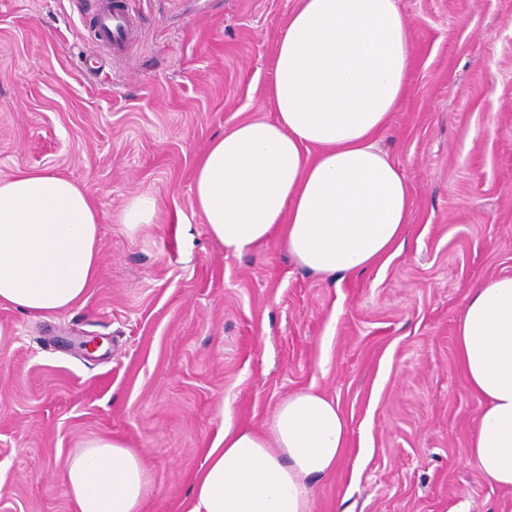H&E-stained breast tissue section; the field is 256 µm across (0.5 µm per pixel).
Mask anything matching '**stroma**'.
Listing matches in <instances>:
<instances>
[{
  "mask_svg": "<svg viewBox=\"0 0 512 512\" xmlns=\"http://www.w3.org/2000/svg\"><path fill=\"white\" fill-rule=\"evenodd\" d=\"M123 4L134 40L115 56L100 0H0V178L50 168L89 188L102 249L83 306L0 307V512H74L64 462L93 438L143 455L140 512H188L225 413L263 430L310 387L348 427L312 512H512L470 456L481 400L456 350L472 288L512 274V0H398L413 61L381 145L413 209L402 249L345 278L276 239L225 252L191 207L212 139L270 117L299 0ZM139 194L159 211L131 235ZM157 201L154 197L142 194L130 198L121 212V223L134 233L141 224H152L157 215Z\"/></svg>",
  "mask_w": 512,
  "mask_h": 512,
  "instance_id": "stroma-1",
  "label": "stroma"
}]
</instances>
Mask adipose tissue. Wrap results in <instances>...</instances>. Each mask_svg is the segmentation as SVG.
<instances>
[{"mask_svg":"<svg viewBox=\"0 0 512 512\" xmlns=\"http://www.w3.org/2000/svg\"><path fill=\"white\" fill-rule=\"evenodd\" d=\"M412 45L397 0H301L276 47L272 118L235 123L198 162L192 207L225 251L277 238L302 267L354 275L405 243L413 199L381 147L406 88ZM99 215L87 187L51 169L0 179V306L45 319L84 304L99 277ZM458 361L484 401L470 448L482 475L512 489V275L468 295ZM347 422L333 398L289 394L259 432L224 417L188 512H312ZM77 512H139L143 456L93 439L64 467Z\"/></svg>","mask_w":512,"mask_h":512,"instance_id":"ef3b65f1","label":"adipose tissue"}]
</instances>
